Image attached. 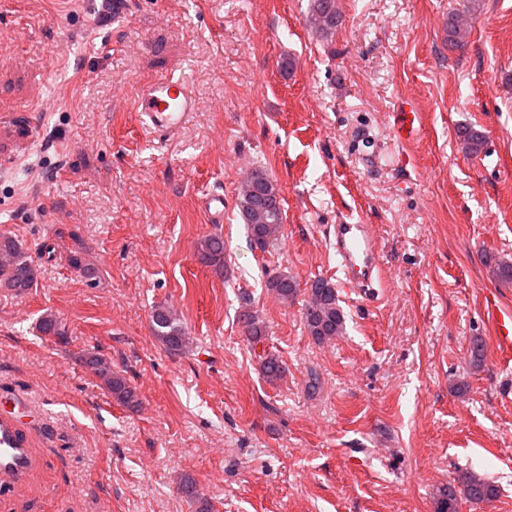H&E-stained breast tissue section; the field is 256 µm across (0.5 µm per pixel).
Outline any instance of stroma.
<instances>
[{
  "label": "stroma",
  "mask_w": 512,
  "mask_h": 512,
  "mask_svg": "<svg viewBox=\"0 0 512 512\" xmlns=\"http://www.w3.org/2000/svg\"><path fill=\"white\" fill-rule=\"evenodd\" d=\"M102 0H0V232L40 274L0 289V407L21 418L30 466L0 489V512H195L192 476L213 512H435L459 471L497 498L462 512H512V365L491 340V304L512 307V0H338L333 36L309 0H142L123 20ZM466 13L463 47L448 18ZM290 70H282L284 60ZM185 77L196 114L157 138L134 107L140 83ZM422 118L400 141L390 114ZM32 108L33 132L4 122ZM486 135L466 156L458 127ZM277 185L284 234L261 249L236 207L253 170ZM224 195V222L200 199ZM367 224L380 249L375 295L350 288L326 228ZM224 236V268L200 240ZM96 271L86 277L68 255ZM302 289L282 303L276 274ZM336 285L346 330L318 344L303 292ZM190 337L172 354L152 335L155 306ZM265 321L286 367L267 382L241 319ZM68 343L41 335L44 313ZM99 349L141 406L114 401L86 367ZM316 390H308L310 375ZM468 381L467 395L456 385Z\"/></svg>",
  "instance_id": "35a3bbf8"
}]
</instances>
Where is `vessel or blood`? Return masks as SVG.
Returning a JSON list of instances; mask_svg holds the SVG:
<instances>
[{"label": "vessel or blood", "mask_w": 512, "mask_h": 512, "mask_svg": "<svg viewBox=\"0 0 512 512\" xmlns=\"http://www.w3.org/2000/svg\"><path fill=\"white\" fill-rule=\"evenodd\" d=\"M134 105L143 112L153 135L165 136L182 127L196 112L197 100L190 83L182 78L162 77L140 85ZM392 126L402 138L416 133L417 112L400 106L391 115ZM334 248L349 287L363 291L379 278L377 244L364 224H337L333 227ZM494 349L512 361V308H494L491 319ZM27 469L23 437L14 419L0 415V485L19 484Z\"/></svg>", "instance_id": "b4317fda"}]
</instances>
